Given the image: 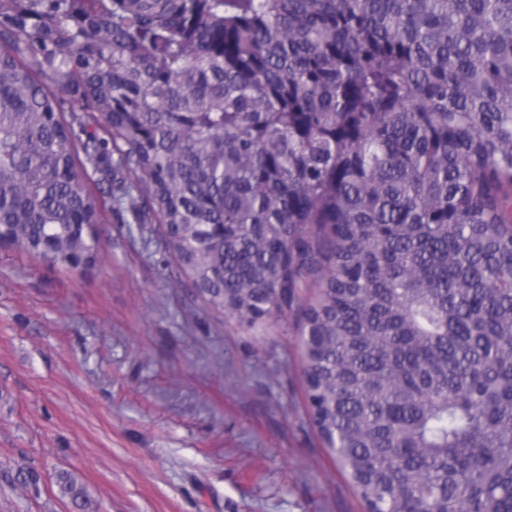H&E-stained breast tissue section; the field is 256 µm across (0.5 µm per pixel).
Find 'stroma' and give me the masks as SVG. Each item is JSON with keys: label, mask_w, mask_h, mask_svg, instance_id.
I'll use <instances>...</instances> for the list:
<instances>
[{"label": "stroma", "mask_w": 512, "mask_h": 512, "mask_svg": "<svg viewBox=\"0 0 512 512\" xmlns=\"http://www.w3.org/2000/svg\"><path fill=\"white\" fill-rule=\"evenodd\" d=\"M71 271L0 246V512H362L307 416L298 311L205 309L159 224Z\"/></svg>", "instance_id": "obj_1"}]
</instances>
